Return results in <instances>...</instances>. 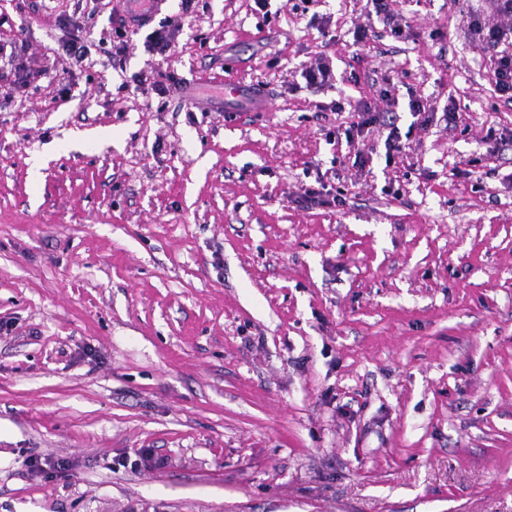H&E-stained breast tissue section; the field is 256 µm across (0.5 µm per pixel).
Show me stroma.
I'll use <instances>...</instances> for the list:
<instances>
[{
    "label": "stroma",
    "mask_w": 512,
    "mask_h": 512,
    "mask_svg": "<svg viewBox=\"0 0 512 512\" xmlns=\"http://www.w3.org/2000/svg\"><path fill=\"white\" fill-rule=\"evenodd\" d=\"M365 3L194 0L169 69L275 90L233 112L126 88L116 0H0V512H512V103L464 26L499 17ZM300 77L308 86L325 85L332 79V68L328 58L321 57L318 62L300 69Z\"/></svg>",
    "instance_id": "obj_1"
}]
</instances>
